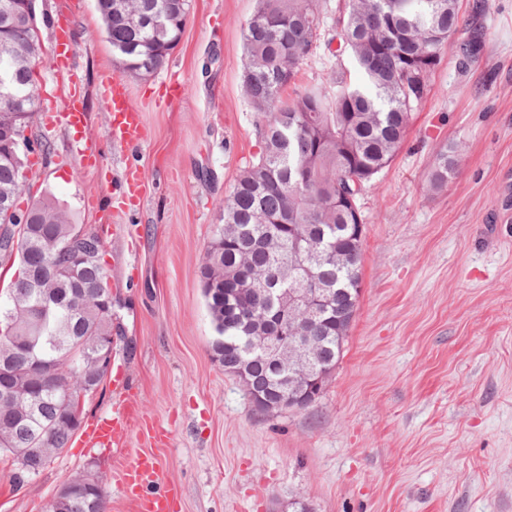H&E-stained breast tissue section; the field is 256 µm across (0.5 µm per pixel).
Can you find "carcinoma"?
Returning <instances> with one entry per match:
<instances>
[{"label": "carcinoma", "instance_id": "carcinoma-1", "mask_svg": "<svg viewBox=\"0 0 512 512\" xmlns=\"http://www.w3.org/2000/svg\"><path fill=\"white\" fill-rule=\"evenodd\" d=\"M178 0H136L167 27L166 40L178 42L184 32L190 3L174 9ZM106 40L120 55L121 64L133 63L151 72L165 64L174 47L144 58L122 47L151 35L134 29L122 16L103 13L96 4ZM487 0H472L468 14L460 13L458 0H341L335 27L327 28L320 0H256L243 29L242 91L256 112V134L262 145L238 175L224 203V223L240 229L237 241H224L214 230L200 268L203 292L217 337L212 350L222 366L238 356L242 331L226 322L224 286L209 281L207 269L215 263L233 275L238 265L261 272L274 268L291 250L293 233L335 243L336 257L314 262L313 272L338 289L335 307L320 317L322 335L340 359L345 338L356 313L361 288L364 224L360 193L376 174L389 166L401 149L413 112L430 92V75L441 62L444 46L452 43L459 69L466 70L479 56L487 29L479 17ZM324 41L336 63L327 77L288 98L284 90L294 82L317 42ZM8 69L17 94L29 95L37 107L39 77L28 68L18 69L9 47L0 43V72ZM356 70L361 81L351 79ZM458 147L440 150L430 174L433 188L441 189L454 173ZM30 152H20L22 163L0 160V190L11 191L18 214L15 224L0 227V265L15 269L0 304V321L13 313L14 340L0 342V360L19 372L35 374L26 337L40 336L44 359L56 375L33 391V416L15 421L0 407V454L14 455L27 448L41 431H50L54 447L65 450L75 436L67 423L71 407L67 393L78 394V378L64 375L80 363L91 337L109 331L111 323L99 305L92 284L108 282L104 242L97 235L71 241L68 212L50 196L32 201L26 209L18 200L28 184L25 169ZM276 224L281 236L265 246L255 244ZM74 250L92 252L97 264L77 288L70 278L49 277L40 286L34 280L44 265L62 262ZM256 389L272 398L271 375L255 367ZM104 486L92 491H72L61 512H106Z\"/></svg>", "mask_w": 512, "mask_h": 512}]
</instances>
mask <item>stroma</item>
<instances>
[{
    "instance_id": "obj_1",
    "label": "stroma",
    "mask_w": 512,
    "mask_h": 512,
    "mask_svg": "<svg viewBox=\"0 0 512 512\" xmlns=\"http://www.w3.org/2000/svg\"><path fill=\"white\" fill-rule=\"evenodd\" d=\"M255 0H193L165 66L126 77L146 137L112 146L101 94L122 68L95 0H39L40 100L50 139L32 157L21 203L53 194L71 220L103 233L117 288L112 350L125 384L105 380L86 420L137 409L122 445L75 437L31 483L13 488L0 455V512H46L62 483L100 473L108 512H137L124 466L153 454L152 490L177 488V512H512V0H489L488 37L467 72L452 47L430 77L403 147L367 184L362 290L343 354L305 409L254 410L243 383L212 356L215 330L199 266L235 180L257 156L255 114L242 92V28ZM76 38L82 127L58 119L70 87L55 75L57 23ZM185 87L174 99L170 73ZM461 154L432 190L436 154ZM103 152L101 167L84 149ZM142 176L124 197V170Z\"/></svg>"
}]
</instances>
